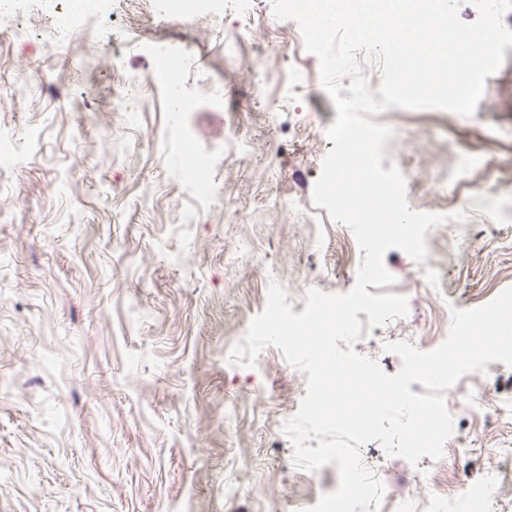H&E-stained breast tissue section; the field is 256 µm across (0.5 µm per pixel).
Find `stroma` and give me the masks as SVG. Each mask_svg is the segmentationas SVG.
Here are the masks:
<instances>
[{"label":"stroma","mask_w":512,"mask_h":512,"mask_svg":"<svg viewBox=\"0 0 512 512\" xmlns=\"http://www.w3.org/2000/svg\"><path fill=\"white\" fill-rule=\"evenodd\" d=\"M72 0H7L0 6V137L14 146L0 164V512H307L339 479L336 465H293L282 432L302 399V375L267 347L255 367L229 365L232 341L262 311L276 279L300 308L307 289H352L363 254L353 232L312 193L337 117L320 63L296 22L276 19L273 0H225L220 21L163 18L150 0H105L65 39L55 16ZM245 32L240 58L224 33ZM169 41L192 63L187 92L215 111L175 109L143 84L137 120L115 111L130 75H147L145 45ZM487 77L476 116L404 110L386 156L413 167L412 209L466 210L469 235L430 229L427 264L406 317L374 327L361 354L387 374L401 367L385 344L432 350L451 309L485 305L512 286V223L485 207L512 184V46ZM216 152L220 203L186 223L194 196L182 151L165 142L181 127ZM247 153L227 142L229 128ZM491 167L457 202L436 189L452 147ZM490 395L480 415L472 392L451 388L455 433L471 448L452 466H412L378 442L361 449L390 469L397 489L417 476L432 492L461 496L467 483L498 487L491 512H512V368L487 363Z\"/></svg>","instance_id":"obj_1"}]
</instances>
